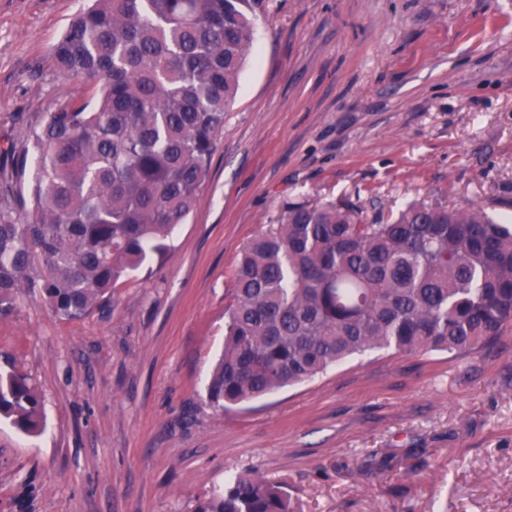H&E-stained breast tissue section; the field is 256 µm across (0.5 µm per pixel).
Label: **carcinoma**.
Here are the masks:
<instances>
[{"mask_svg": "<svg viewBox=\"0 0 512 512\" xmlns=\"http://www.w3.org/2000/svg\"><path fill=\"white\" fill-rule=\"evenodd\" d=\"M265 0H91L54 45L64 78L94 91L8 145L0 183V315L20 290L62 320L110 302L169 252L195 209ZM26 219L20 220L11 198ZM224 350L207 386L230 410L312 382L367 352L474 354L512 323V220L481 206L412 202L385 222L336 203L288 207L241 248ZM0 418L46 425L31 379L0 369ZM193 512H289L257 470Z\"/></svg>", "mask_w": 512, "mask_h": 512, "instance_id": "1", "label": "carcinoma"}]
</instances>
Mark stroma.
Wrapping results in <instances>:
<instances>
[{"instance_id":"1","label":"stroma","mask_w":512,"mask_h":512,"mask_svg":"<svg viewBox=\"0 0 512 512\" xmlns=\"http://www.w3.org/2000/svg\"><path fill=\"white\" fill-rule=\"evenodd\" d=\"M88 0H0V147L92 90L51 49ZM422 200L512 214V0H266L194 211L102 310L21 291L0 367L47 424L0 420V512H192L225 478L287 483L290 512H512V325L479 353H371L220 412L233 263L289 204L365 220Z\"/></svg>"}]
</instances>
